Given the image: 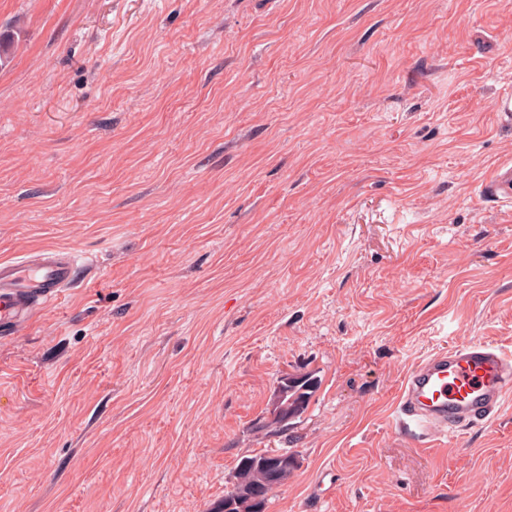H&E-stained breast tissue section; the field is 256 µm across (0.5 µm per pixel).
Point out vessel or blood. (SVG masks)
Segmentation results:
<instances>
[{"label":"vessel or blood","mask_w":512,"mask_h":512,"mask_svg":"<svg viewBox=\"0 0 512 512\" xmlns=\"http://www.w3.org/2000/svg\"><path fill=\"white\" fill-rule=\"evenodd\" d=\"M75 273L73 256L65 250L0 262V335H20L32 313L50 305L74 282ZM511 393L512 354L474 338L430 355L408 372L396 425L428 444L458 426L491 421Z\"/></svg>","instance_id":"1"}]
</instances>
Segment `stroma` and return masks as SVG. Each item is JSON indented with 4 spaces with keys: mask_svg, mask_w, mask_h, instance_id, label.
I'll list each match as a JSON object with an SVG mask.
<instances>
[{
    "mask_svg": "<svg viewBox=\"0 0 512 512\" xmlns=\"http://www.w3.org/2000/svg\"><path fill=\"white\" fill-rule=\"evenodd\" d=\"M0 261L76 279L0 337V512H512V401L428 446L404 378L512 354V0H0ZM317 381L256 430L283 376ZM284 383L288 384L286 386L287 410L281 418L274 422L259 420L257 428L261 431L273 432L274 434L287 431L288 419L296 417L306 409L311 393L316 387V381L312 380L309 376L291 380H288V377H286ZM269 453H262L243 459L236 471V483L232 489L224 494L221 500L223 512H257L253 503L255 494H265V508L269 493L276 487L284 485L291 478L296 466L274 465ZM249 463L244 468L242 464ZM267 466V469H266ZM275 483L276 486L272 487ZM251 489L248 491V488ZM231 506V509H226Z\"/></svg>",
    "mask_w": 512,
    "mask_h": 512,
    "instance_id": "35a3bbf8",
    "label": "stroma"
}]
</instances>
